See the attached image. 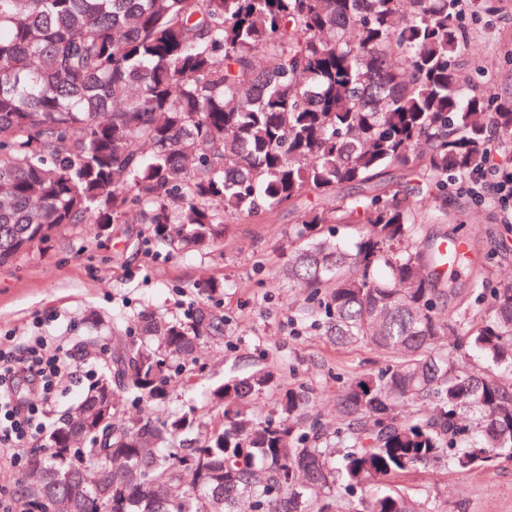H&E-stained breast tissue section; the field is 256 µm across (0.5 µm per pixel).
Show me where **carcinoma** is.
<instances>
[{
  "label": "carcinoma",
  "mask_w": 512,
  "mask_h": 512,
  "mask_svg": "<svg viewBox=\"0 0 512 512\" xmlns=\"http://www.w3.org/2000/svg\"><path fill=\"white\" fill-rule=\"evenodd\" d=\"M467 2L0 0V266L89 221L208 250L229 220L314 196L282 276L309 289L326 336L386 358L342 381L332 423L312 389L260 367L213 389L214 423L116 410L98 429L105 383L159 407L193 380L170 360L224 332L218 313L145 311L35 456L44 481L22 490L38 512L64 496L70 512H205L217 495L218 512H336L339 479L359 492L345 512H426L409 474L512 457V281L477 267L457 291L421 244L448 187L489 165L493 136L512 140V96L461 72ZM408 174L433 208L392 189ZM450 336L486 366L448 358ZM264 396L276 414L251 407Z\"/></svg>",
  "instance_id": "cac0c4a2"
}]
</instances>
